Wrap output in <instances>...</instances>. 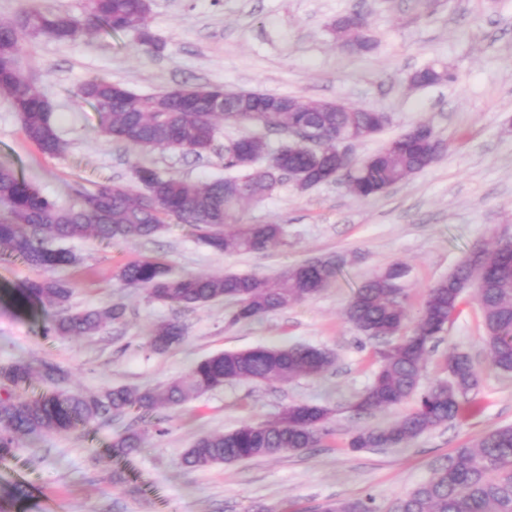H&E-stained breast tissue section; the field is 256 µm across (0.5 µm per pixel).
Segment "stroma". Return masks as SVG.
Segmentation results:
<instances>
[{"label":"stroma","mask_w":512,"mask_h":512,"mask_svg":"<svg viewBox=\"0 0 512 512\" xmlns=\"http://www.w3.org/2000/svg\"><path fill=\"white\" fill-rule=\"evenodd\" d=\"M362 10L375 42L370 51L337 47L329 32L336 17ZM149 25L164 42L143 56L134 34L85 35L58 42L25 41L22 61L53 104L52 119L67 142L49 157L29 144L21 119L0 97V162L13 166L59 203L70 186L112 177L132 178L135 155L100 137V117L73 101L72 90L103 76L139 93L178 86H220L305 100L336 101L386 113L377 136L353 144L356 157L420 122L430 123L445 151L428 167L378 197L360 200L341 182L305 191L284 184L248 205L246 224L284 226L281 244L219 255L182 224L151 239L106 244L88 236L65 241L78 263L53 270L73 289L75 310L123 304L122 322L80 339L45 334L54 311L17 309L8 295L40 270L21 261L0 263V366L23 358L67 372V389L97 393L109 386L155 387L184 377L200 359L224 351L305 344L333 351L335 364L318 378L287 383L233 382L201 398L24 440L0 464V488L24 485L28 495L11 512H325L339 500L373 496L381 507L426 481L435 466L489 431L512 425V374L491 369L480 312L464 299L425 362L422 386L447 379L446 356L465 352L481 385L460 414L399 448L351 449L358 431L384 426L410 412L414 399L387 410L358 411L383 341L362 335L343 316L353 290L375 271L406 263L411 313L428 287L448 275L478 245L512 240V0H150ZM440 61L456 82L411 88L409 75ZM226 124L204 158L155 152L161 172L193 181L224 173V147L245 134ZM339 255L336 282L314 298L249 323L230 320L219 301L177 309L141 288L120 287L116 272L143 258L164 261L169 274H252L272 277L316 257ZM178 319L183 342L150 351L146 338L163 321ZM291 403L331 409L329 433L316 445L275 456L190 470L182 458L204 434L241 422L273 421ZM145 430L143 448L124 457L109 446L127 427Z\"/></svg>","instance_id":"35a3bbf8"}]
</instances>
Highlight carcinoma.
I'll use <instances>...</instances> for the list:
<instances>
[{
    "mask_svg": "<svg viewBox=\"0 0 512 512\" xmlns=\"http://www.w3.org/2000/svg\"><path fill=\"white\" fill-rule=\"evenodd\" d=\"M148 0H89L87 11L74 15L53 7L23 10L13 22H0V95L19 113L28 141L43 154L57 156L66 143L51 121L52 104L36 88L21 65L27 38L67 41L86 34L112 36L133 32L142 54L163 49L148 24ZM329 29L342 47L370 48L373 38L366 16L359 10L337 18ZM447 66L430 64L415 70L410 85L424 88L450 82ZM222 88L178 87L156 94H138L103 77H90L72 91L78 104L102 116L101 133L139 153L132 181L102 179L74 189L70 204L61 205L25 180L15 168L0 164V260L19 259L37 269H54L77 262L70 251L53 248L48 240L80 239L88 235L108 243L150 239L175 221L189 226L211 250L234 255L261 250L283 240L280 224H244L241 214L251 202L272 195L297 172L327 170L337 174L347 190L360 199L374 198L411 174L429 166L445 150L433 128L419 123L416 130L429 138L396 137L398 147L384 144L363 159L343 160L337 140L347 135L360 142L379 133V113L334 103L314 102L316 110L265 112L271 103L295 101L293 96L234 92L224 107L216 104ZM257 125L260 132L245 135L224 147L229 175L193 182L164 175L154 167L159 148L202 157L214 151L220 123ZM315 124L322 143L313 153L283 141L271 148L267 133L288 136L296 126ZM342 271L333 258L304 262L273 278L246 274L184 275L172 277L156 258L123 266L118 280L124 287H140L159 302L184 309L220 300L233 303L232 320L249 322L309 300L327 288ZM409 268L394 263L367 277L344 309L347 321L364 335L392 341L379 353L370 386L360 396L364 409L392 408L416 397V406L394 423L363 429L349 447H400L456 418L462 404L478 390L480 375L470 356L453 351L448 367L455 378L419 389L430 344L460 311L464 294L473 290L489 347L490 365L512 373V242L472 251L447 277L428 287L423 306L410 315L404 287ZM72 288L53 278L29 280L16 289L14 303L30 307L48 302L58 309L46 331L56 336L81 337L99 333L122 320L119 304L73 311ZM184 332L176 321L157 324L147 346L164 352L180 344ZM333 352L305 345L258 347L220 353L196 362L187 376L153 388L113 386L97 394L56 388L38 398L26 395L33 367L18 360L0 367V461L12 457L23 439L51 431L88 426L110 415L136 412L147 415L162 406H177L237 381L288 382L318 377L335 362ZM330 410L321 405L288 404L272 423L244 422L232 431L199 437L183 457L189 469L273 456L309 448L328 434ZM144 433L126 431L112 442L116 455L142 447ZM27 496L21 484L0 495V512ZM327 512H381L370 495L345 499ZM389 512H512V425L488 432L458 449L431 477L398 498Z\"/></svg>",
    "mask_w": 512,
    "mask_h": 512,
    "instance_id": "obj_1",
    "label": "carcinoma"
}]
</instances>
